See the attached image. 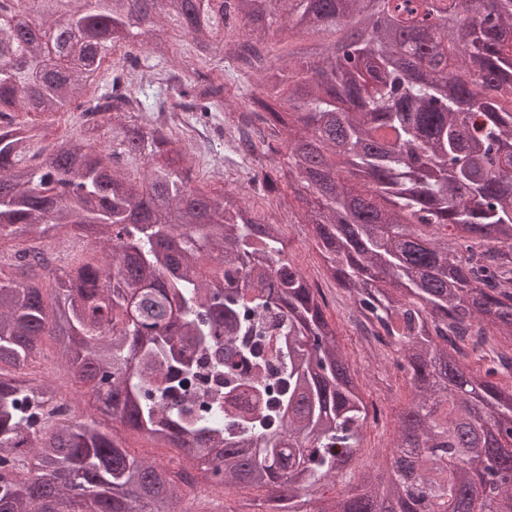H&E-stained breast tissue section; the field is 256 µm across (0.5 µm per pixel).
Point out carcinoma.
I'll return each instance as SVG.
<instances>
[{
	"instance_id": "carcinoma-1",
	"label": "carcinoma",
	"mask_w": 512,
	"mask_h": 512,
	"mask_svg": "<svg viewBox=\"0 0 512 512\" xmlns=\"http://www.w3.org/2000/svg\"><path fill=\"white\" fill-rule=\"evenodd\" d=\"M11 2L39 24L0 23V241L53 230L94 241L102 260L0 255V512H186L193 490L229 487L272 512H512V385L493 381L512 379V350L489 342L512 346V0ZM163 15L199 54L223 49L259 73L249 117L226 112L224 125L249 154L282 145L286 161L250 183L280 195L360 333L405 373L385 463L331 499L321 489L355 462L377 409L322 289L289 258L281 223L191 186L168 100L139 120L115 69L91 91ZM276 24L299 38L286 66L264 64ZM171 90L199 124L222 111L224 83L197 69ZM75 111L86 135L58 136L29 164L51 124L28 115ZM108 127L110 145L95 139ZM122 157L146 159L139 176L117 169ZM46 337L89 386L80 415L58 410V386L18 375ZM193 351L221 399L188 414ZM247 357L275 379L238 377ZM126 430L176 449L182 469L131 455Z\"/></svg>"
}]
</instances>
